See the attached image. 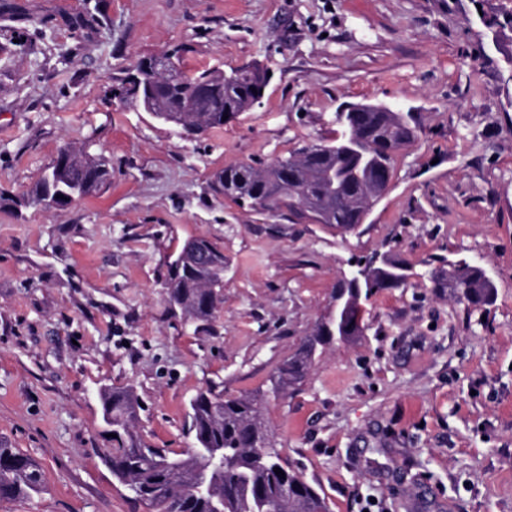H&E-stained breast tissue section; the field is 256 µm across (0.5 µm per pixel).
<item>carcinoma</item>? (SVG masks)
I'll use <instances>...</instances> for the list:
<instances>
[{
  "instance_id": "carcinoma-1",
  "label": "carcinoma",
  "mask_w": 512,
  "mask_h": 512,
  "mask_svg": "<svg viewBox=\"0 0 512 512\" xmlns=\"http://www.w3.org/2000/svg\"><path fill=\"white\" fill-rule=\"evenodd\" d=\"M132 73L122 80L120 96L125 102H140L144 111L175 125L182 120L201 134L224 126L228 111L244 112L260 104L268 83L262 68H237L226 75L203 70L192 76L181 68L167 81L156 80L131 91ZM346 131L371 143L358 155L348 150L343 138L307 145L281 156L264 168L249 163L227 166L217 174L213 189L256 211H288L297 222L338 224L353 228L364 223L370 201L377 200L376 182L384 170L393 171V152L412 143L419 127L412 112L390 111L377 102L358 104V111L344 113ZM81 167L51 163L28 195L27 202L44 209L66 205L63 197L90 195L109 180L110 165L102 155H87ZM204 256L198 262L176 257L169 263L164 283L165 301L195 322L210 321L217 311L224 288V252L204 236L198 237ZM364 296L399 286L409 272L392 257L373 267L365 265ZM440 288L473 296L475 303L494 298V284L484 270L465 259L448 261V269L432 273ZM338 336L348 340L361 332L355 309L342 301L332 320ZM327 324L318 326L296 354L285 361L272 378L270 392L277 396L300 381L317 347L329 336ZM104 422L112 427V451L106 461L112 474L153 512H215L211 489L224 493L223 512H329L325 498L303 473L282 459L270 441L263 423L262 404L256 396H231L208 388L189 403V430L195 447L174 453L156 448L134 429L138 400L133 391L105 389L101 392ZM224 457L217 469L213 457ZM280 468L285 477L274 472ZM298 483L302 492L288 503L280 502L283 485ZM44 479L37 462L16 448L0 443V500L25 501L41 493Z\"/></svg>"
}]
</instances>
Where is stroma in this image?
Instances as JSON below:
<instances>
[{
  "label": "stroma",
  "instance_id": "35a3bbf8",
  "mask_svg": "<svg viewBox=\"0 0 512 512\" xmlns=\"http://www.w3.org/2000/svg\"><path fill=\"white\" fill-rule=\"evenodd\" d=\"M512 0H0V441L45 490L0 512H150L103 461L101 390L131 387L136 427L183 452L190 400L259 395L334 313L344 272L389 254L406 285L362 302V332L319 348L268 399L274 445L330 512H512ZM257 62L259 106L186 135L121 100L139 59ZM416 112L418 140L364 224L296 223L214 193L224 166L334 137L346 102ZM110 162L70 206L26 204L60 149ZM224 252L214 318L183 326L169 255ZM481 266L473 308L430 272Z\"/></svg>",
  "mask_w": 512,
  "mask_h": 512
}]
</instances>
